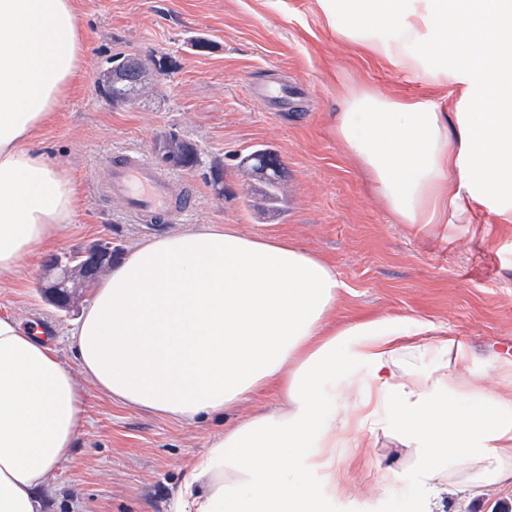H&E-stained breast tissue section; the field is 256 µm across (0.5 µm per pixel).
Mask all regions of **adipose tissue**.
Wrapping results in <instances>:
<instances>
[{"label":"adipose tissue","mask_w":512,"mask_h":512,"mask_svg":"<svg viewBox=\"0 0 512 512\" xmlns=\"http://www.w3.org/2000/svg\"><path fill=\"white\" fill-rule=\"evenodd\" d=\"M339 36L436 86L466 109L348 92L333 133L393 221L465 224L481 207L512 221V0H319ZM87 32L78 0H0V274L55 246L80 201L38 146L77 88ZM335 267L288 238L205 226L144 239L103 275L51 340L0 314V512H46L51 472L82 427L84 375L113 400L185 424L272 388L282 404L212 438L171 512H322L315 490L379 435L401 443L422 498L512 488V358L497 387L469 374L470 347L406 315L332 316Z\"/></svg>","instance_id":"obj_1"}]
</instances>
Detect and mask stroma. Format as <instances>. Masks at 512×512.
Returning <instances> with one entry per match:
<instances>
[{
    "label": "stroma",
    "instance_id": "obj_1",
    "mask_svg": "<svg viewBox=\"0 0 512 512\" xmlns=\"http://www.w3.org/2000/svg\"><path fill=\"white\" fill-rule=\"evenodd\" d=\"M89 45L81 92L41 135L50 157L79 183L83 207L68 225L58 253L84 250L101 238L123 250L181 228L237 227L245 233L284 235L322 255L344 283L337 321L394 314L429 318L469 343L478 355L512 347V223L479 210L470 224L447 234H422L394 223L358 163L336 142L332 126L350 90L401 99L457 101L459 86L436 87L362 52L336 32L335 17L318 0H81ZM131 55L160 61L154 91L135 105L112 106L96 94L109 60ZM275 82L288 86V109L264 106L250 92ZM174 131L196 144L200 167L173 170L187 182L193 207L184 221L139 224L103 194L105 167L114 156L152 155L160 135ZM263 146L283 167L287 209L268 215L249 198L255 178L239 166ZM218 169L224 191L207 174ZM43 262L0 276V310L23 326L46 324L61 360L76 361L66 333L90 301L79 289L69 311L45 302ZM84 424L71 457L52 474L48 512H169L186 465L224 427L278 406L268 391L231 412L193 425L110 399L85 386ZM395 440L380 439L374 454L350 473L351 489L332 496L316 490L326 512H425L410 472L397 488L372 474L395 467ZM440 512H512L496 488L476 504L443 494Z\"/></svg>",
    "mask_w": 512,
    "mask_h": 512
}]
</instances>
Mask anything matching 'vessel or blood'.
<instances>
[{
  "instance_id": "vessel-or-blood-1",
  "label": "vessel or blood",
  "mask_w": 512,
  "mask_h": 512,
  "mask_svg": "<svg viewBox=\"0 0 512 512\" xmlns=\"http://www.w3.org/2000/svg\"><path fill=\"white\" fill-rule=\"evenodd\" d=\"M104 189L123 202L128 214L146 224L184 217L191 203L186 185L139 152L113 159Z\"/></svg>"
}]
</instances>
